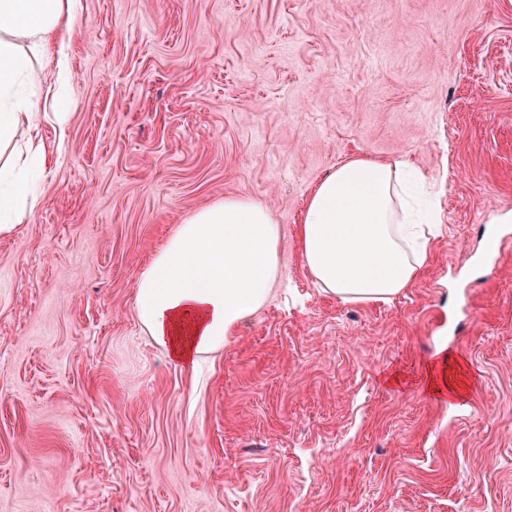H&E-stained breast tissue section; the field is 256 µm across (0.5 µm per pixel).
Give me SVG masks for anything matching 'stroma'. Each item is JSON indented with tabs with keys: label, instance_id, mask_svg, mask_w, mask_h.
<instances>
[{
	"label": "stroma",
	"instance_id": "obj_1",
	"mask_svg": "<svg viewBox=\"0 0 512 512\" xmlns=\"http://www.w3.org/2000/svg\"><path fill=\"white\" fill-rule=\"evenodd\" d=\"M34 66L54 155L0 234V512H512V0H80ZM67 115L58 125L55 115ZM407 160L421 274L349 303L305 268L316 185ZM246 195L281 227L268 301L196 371L134 310L177 224ZM466 360L448 400L416 376Z\"/></svg>",
	"mask_w": 512,
	"mask_h": 512
}]
</instances>
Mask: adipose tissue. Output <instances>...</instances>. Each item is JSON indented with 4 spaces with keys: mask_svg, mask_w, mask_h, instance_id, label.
I'll return each instance as SVG.
<instances>
[{
    "mask_svg": "<svg viewBox=\"0 0 512 512\" xmlns=\"http://www.w3.org/2000/svg\"><path fill=\"white\" fill-rule=\"evenodd\" d=\"M77 0H0V234L35 203L32 173L47 165L34 63L61 61ZM410 165L353 158L311 193L299 226L301 257L324 291L350 303L390 301L419 276L430 216L407 184ZM280 227L265 206L230 197L190 215L141 272L136 317L172 363L190 367L246 327L268 300ZM461 359L438 348L419 376L429 393H462Z\"/></svg>",
    "mask_w": 512,
    "mask_h": 512,
    "instance_id": "ef3b65f1",
    "label": "adipose tissue"
}]
</instances>
